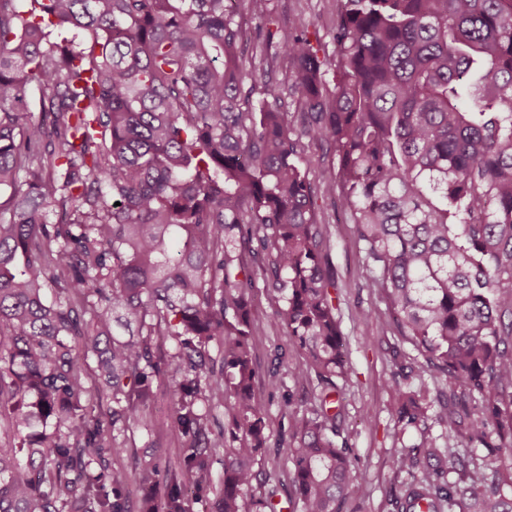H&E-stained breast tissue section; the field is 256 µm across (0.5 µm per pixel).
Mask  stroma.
Listing matches in <instances>:
<instances>
[{
    "label": "stroma",
    "mask_w": 512,
    "mask_h": 512,
    "mask_svg": "<svg viewBox=\"0 0 512 512\" xmlns=\"http://www.w3.org/2000/svg\"><path fill=\"white\" fill-rule=\"evenodd\" d=\"M268 7L272 28H284L295 19H303L319 53L334 52L330 32L336 19V0H268ZM317 218L329 227V263L338 282L337 307L351 369L344 387L339 439L354 448L359 457L343 512H395L385 496L390 491L400 492L411 477L395 472L391 461L398 453L412 452L420 442V433L401 430L392 415V378L405 377L414 389L427 386L428 398L437 406L447 403L450 389L446 379L429 372L410 343L387 325L385 303L368 285L370 270L352 225L339 219L337 208L327 198L319 199ZM254 305V361L259 372L268 371L276 351L286 353V364L280 369L281 388H268L261 379L255 384V393L269 416L266 456L279 460L288 440V415L312 406L314 384L293 378L292 366L304 363L305 357L279 326L275 308L264 292H256ZM361 308L375 311L372 323L357 320L356 312Z\"/></svg>",
    "instance_id": "stroma-1"
}]
</instances>
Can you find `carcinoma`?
<instances>
[{
	"label": "carcinoma",
	"instance_id": "carcinoma-1",
	"mask_svg": "<svg viewBox=\"0 0 512 512\" xmlns=\"http://www.w3.org/2000/svg\"><path fill=\"white\" fill-rule=\"evenodd\" d=\"M241 2L272 47L266 0ZM236 16L227 0H0V420L15 432L0 440V512H127L118 434L169 426L180 459L152 442L137 512H188L189 487L214 512H267L260 283L305 354L293 377L318 380L283 449L300 512H341L353 460L334 440L336 379L350 371L321 195L353 224L388 324L461 383L436 418L448 441L465 430L512 458V0H340L335 55L300 22L282 33L286 86L243 70ZM287 92L310 118L298 130ZM305 138L335 148L318 189ZM90 354L102 387L77 370ZM163 385L173 420L147 421ZM395 393L402 429L419 427L426 387ZM86 396L112 401L108 419ZM420 435L423 456L393 459L420 470L388 494L400 512H512L498 466L469 470Z\"/></svg>",
	"mask_w": 512,
	"mask_h": 512
}]
</instances>
